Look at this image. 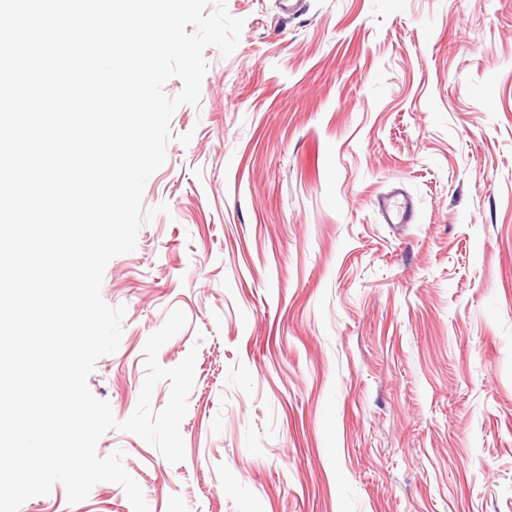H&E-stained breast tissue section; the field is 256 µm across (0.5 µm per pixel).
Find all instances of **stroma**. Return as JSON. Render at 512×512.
I'll use <instances>...</instances> for the list:
<instances>
[{
    "instance_id": "obj_1",
    "label": "stroma",
    "mask_w": 512,
    "mask_h": 512,
    "mask_svg": "<svg viewBox=\"0 0 512 512\" xmlns=\"http://www.w3.org/2000/svg\"><path fill=\"white\" fill-rule=\"evenodd\" d=\"M226 3L239 43L172 117L88 380L128 419L182 310L158 361L197 353L185 457L116 429L98 454L149 512H512V0ZM396 186L412 223L378 212ZM20 512L133 508L58 483Z\"/></svg>"
}]
</instances>
